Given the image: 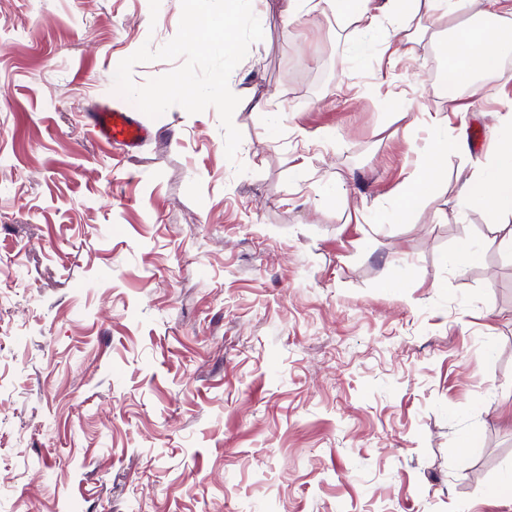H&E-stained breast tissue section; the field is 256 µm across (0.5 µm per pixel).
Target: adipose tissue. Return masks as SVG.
Masks as SVG:
<instances>
[{
	"label": "adipose tissue",
	"instance_id": "ef3b65f1",
	"mask_svg": "<svg viewBox=\"0 0 512 512\" xmlns=\"http://www.w3.org/2000/svg\"><path fill=\"white\" fill-rule=\"evenodd\" d=\"M471 0H387L394 25L386 35L396 52H404L411 36L431 34L430 21L440 10L461 11ZM482 23L455 30L444 44V93L456 100L458 89L485 94L484 74L498 69L512 50V0H483ZM463 207L486 209L490 219L512 215V138L497 142L491 166L473 172L458 189Z\"/></svg>",
	"mask_w": 512,
	"mask_h": 512
}]
</instances>
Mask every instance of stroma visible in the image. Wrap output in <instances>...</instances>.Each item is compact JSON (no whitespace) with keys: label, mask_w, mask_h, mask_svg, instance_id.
<instances>
[{"label":"stroma","mask_w":512,"mask_h":512,"mask_svg":"<svg viewBox=\"0 0 512 512\" xmlns=\"http://www.w3.org/2000/svg\"><path fill=\"white\" fill-rule=\"evenodd\" d=\"M258 7L233 164L212 107L131 156L90 125L178 0H0V512H512V253L457 199L512 67L452 112L439 40ZM436 113L467 148L396 223Z\"/></svg>","instance_id":"obj_1"}]
</instances>
